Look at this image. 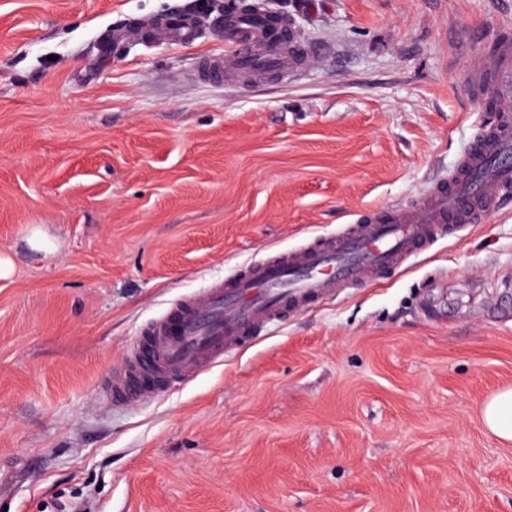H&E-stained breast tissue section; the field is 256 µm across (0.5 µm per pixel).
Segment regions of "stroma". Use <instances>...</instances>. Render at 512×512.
<instances>
[{"label": "stroma", "mask_w": 512, "mask_h": 512, "mask_svg": "<svg viewBox=\"0 0 512 512\" xmlns=\"http://www.w3.org/2000/svg\"><path fill=\"white\" fill-rule=\"evenodd\" d=\"M196 0H0V512H512V201L123 409L178 300L416 203L496 120L512 0H271L311 54L209 81ZM484 69L494 73V83L499 95L512 99V46L504 44L496 59L492 61L479 60L472 56L467 64L466 73L472 80ZM481 418L496 438L504 443L512 442V388L489 397L482 407Z\"/></svg>", "instance_id": "35a3bbf8"}]
</instances>
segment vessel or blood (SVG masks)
Wrapping results in <instances>:
<instances>
[{
    "label": "vessel or blood",
    "mask_w": 512,
    "mask_h": 512,
    "mask_svg": "<svg viewBox=\"0 0 512 512\" xmlns=\"http://www.w3.org/2000/svg\"><path fill=\"white\" fill-rule=\"evenodd\" d=\"M267 23L263 15L226 18L224 39L237 48V67L268 76L297 71L307 57L299 38H289L285 50L274 41L250 39ZM486 69L493 71L499 95L512 98V46H502L491 61L470 58L466 73L473 78ZM511 196L512 118L502 116L459 157L448 179L434 183L415 204L379 210L344 235L280 254L171 308L112 373L113 404L134 405L156 397L163 386L196 378L278 316L333 295L342 283L355 285L403 264L447 228L469 221L475 205L493 210Z\"/></svg>",
    "instance_id": "b4317fda"
}]
</instances>
